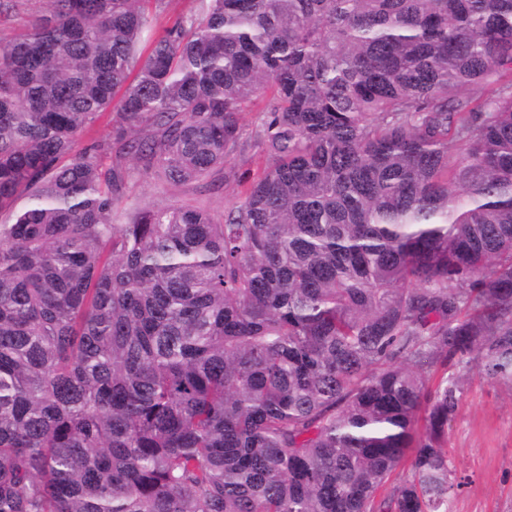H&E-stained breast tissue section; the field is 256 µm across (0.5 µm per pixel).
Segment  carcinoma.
Wrapping results in <instances>:
<instances>
[{
	"mask_svg": "<svg viewBox=\"0 0 512 512\" xmlns=\"http://www.w3.org/2000/svg\"><path fill=\"white\" fill-rule=\"evenodd\" d=\"M166 7L0 42V512H449L463 383H512V0H201L143 45ZM251 105L223 223L118 213Z\"/></svg>",
	"mask_w": 512,
	"mask_h": 512,
	"instance_id": "1",
	"label": "carcinoma"
}]
</instances>
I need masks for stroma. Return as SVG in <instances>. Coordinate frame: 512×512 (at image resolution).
I'll use <instances>...</instances> for the list:
<instances>
[{
	"instance_id": "obj_1",
	"label": "stroma",
	"mask_w": 512,
	"mask_h": 512,
	"mask_svg": "<svg viewBox=\"0 0 512 512\" xmlns=\"http://www.w3.org/2000/svg\"><path fill=\"white\" fill-rule=\"evenodd\" d=\"M46 5L47 0H10L0 8V40L24 31L45 13ZM242 123L249 145L231 155L225 168L181 186L134 179L124 190L120 209L176 202L203 208L215 222H222L225 210L237 200L238 178L256 175L267 165L266 156L253 144L254 113H245ZM446 448L465 479L450 503L451 512H512V385L471 373L448 423Z\"/></svg>"
}]
</instances>
